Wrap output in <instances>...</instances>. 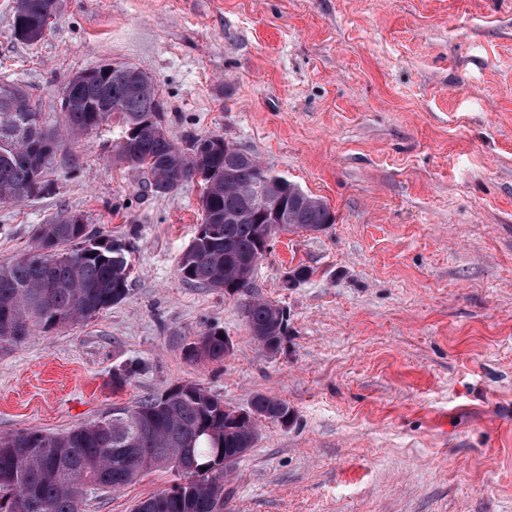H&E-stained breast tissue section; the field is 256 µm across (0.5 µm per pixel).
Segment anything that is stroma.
Masks as SVG:
<instances>
[{
  "mask_svg": "<svg viewBox=\"0 0 512 512\" xmlns=\"http://www.w3.org/2000/svg\"><path fill=\"white\" fill-rule=\"evenodd\" d=\"M0 0V82L64 131L75 74L142 70L167 134L222 135L326 200L335 224L282 233L255 296L288 312L282 351L241 297L182 280L203 188L171 194L114 161L109 123L64 142L51 191L0 204V263L76 213L125 240L130 293L91 320L0 345V436L62 433L193 383L262 422L224 482V512H512V0H66L40 43ZM308 276L293 287L296 266ZM232 349L192 361L208 328ZM175 475L89 495L134 512Z\"/></svg>",
  "mask_w": 512,
  "mask_h": 512,
  "instance_id": "obj_1",
  "label": "stroma"
}]
</instances>
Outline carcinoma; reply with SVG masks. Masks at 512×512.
Here are the masks:
<instances>
[{"label":"carcinoma","mask_w":512,"mask_h":512,"mask_svg":"<svg viewBox=\"0 0 512 512\" xmlns=\"http://www.w3.org/2000/svg\"><path fill=\"white\" fill-rule=\"evenodd\" d=\"M56 0H15L13 13L23 32L16 39L34 44L50 31ZM122 136L116 160L147 176L151 190L168 194L203 177V224L178 261L187 283L240 295L251 288L258 261L282 232L318 231L336 223L327 202L274 174L257 157L215 152L212 135L187 139L185 149L158 135L147 122L160 105L154 85L136 91L127 72H114L106 86ZM99 93L91 85L61 108L66 134L76 138L99 127L109 113L95 112ZM63 138L42 124L25 92L0 83V203L18 204L49 191L47 155ZM283 202L282 226L265 223L257 198ZM234 214L236 218L228 220ZM39 251L0 264V344H18L38 332L86 321L127 299L130 266L126 243L104 240L71 224L65 215L42 225ZM249 330L266 331L279 343L283 308L251 297L245 303ZM223 332L209 328L188 345L192 359L224 360ZM254 417L224 428V401L185 384L166 401L146 398L131 407L64 433L24 429L0 436V512H81L88 490L120 489L145 472L170 469L182 484L146 498L150 512H224V458L237 462L251 448L263 420L294 418L288 403L259 393L250 404Z\"/></svg>","instance_id":"cac0c4a2"}]
</instances>
